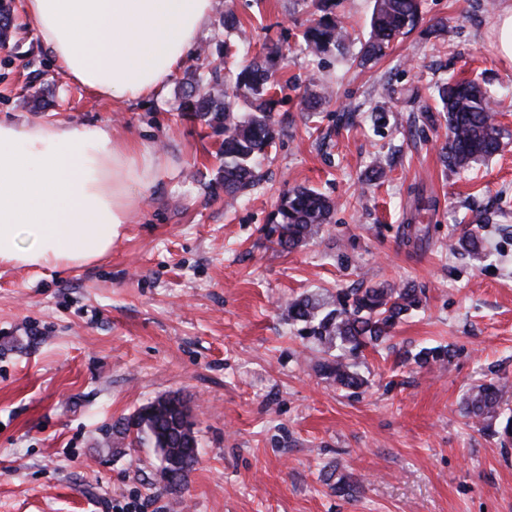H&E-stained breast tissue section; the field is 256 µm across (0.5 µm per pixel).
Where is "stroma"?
Returning a JSON list of instances; mask_svg holds the SVG:
<instances>
[{
    "label": "stroma",
    "mask_w": 512,
    "mask_h": 512,
    "mask_svg": "<svg viewBox=\"0 0 512 512\" xmlns=\"http://www.w3.org/2000/svg\"><path fill=\"white\" fill-rule=\"evenodd\" d=\"M373 6L340 0L348 52L315 61L311 0H213L200 45L242 33L252 51L276 45L285 87L281 135L230 206L220 137L177 109L198 55L159 99L118 105L53 68L11 0L0 120L105 125L153 147L167 174L105 257L0 265V512H512V448L461 409L469 388L501 379L512 410V141L468 172L445 170L432 97L451 77L484 81L512 131V61L494 33L512 0H422L415 29L359 67ZM228 10L239 29L221 24ZM326 91L309 110L305 96ZM376 164L385 180H369ZM296 186L335 211L318 238L284 250L263 228ZM413 226L425 240L409 239ZM466 231L482 259L453 250ZM383 283L416 285L422 306L356 359L366 387L338 389L287 302ZM436 345L452 346L449 364L411 360ZM165 395L192 408L200 443L173 494L154 449L112 433ZM342 477L350 494L336 490Z\"/></svg>",
    "instance_id": "obj_1"
}]
</instances>
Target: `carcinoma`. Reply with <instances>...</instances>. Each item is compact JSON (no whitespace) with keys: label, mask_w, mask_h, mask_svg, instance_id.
Masks as SVG:
<instances>
[{"label":"carcinoma","mask_w":512,"mask_h":512,"mask_svg":"<svg viewBox=\"0 0 512 512\" xmlns=\"http://www.w3.org/2000/svg\"><path fill=\"white\" fill-rule=\"evenodd\" d=\"M315 7L320 16L304 32L305 49L316 58L331 50L344 53L351 35L336 15V0H315ZM420 19L421 0H376L360 63L383 55L398 36L415 28ZM277 54L272 46L265 57L241 66L237 53L226 45L221 67L194 75L191 91L182 98L181 111L195 113L214 132L224 135L221 182L224 195L232 200L253 187L256 166L279 134L273 119L279 88L275 79ZM222 68L234 71V79L216 92L214 87L221 85ZM435 99L445 113L448 129L442 150L446 168L466 171L501 150L507 129L497 119L498 112L486 86L476 80H448L435 86ZM333 207L323 194L295 187L283 196L266 236L284 249L295 248L321 234ZM456 249L478 258L483 244L477 236L465 232L457 240ZM421 295L422 291L410 284L342 289L331 303L318 294H303L288 302L287 315L289 320L303 324L301 333L305 336L336 350L333 358L321 364V371L336 385L355 392L363 388L365 381L353 369L351 360L389 337L409 311L419 308ZM451 358L448 346L423 347L412 355L420 367L443 365ZM501 390L502 386L493 382L474 385L466 396L463 412L506 445L512 442V415L504 416ZM136 414V423L126 417L116 433L133 444L147 442L154 448L174 444L171 462L159 471V484L171 493L181 489L198 462L197 437L179 429V411L167 404L153 402Z\"/></svg>","instance_id":"obj_1"}]
</instances>
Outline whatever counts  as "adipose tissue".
<instances>
[{"label":"adipose tissue","mask_w":512,"mask_h":512,"mask_svg":"<svg viewBox=\"0 0 512 512\" xmlns=\"http://www.w3.org/2000/svg\"><path fill=\"white\" fill-rule=\"evenodd\" d=\"M213 0H22L40 44L102 98H159L209 25ZM159 154L99 124L0 120V263L67 269L109 254Z\"/></svg>","instance_id":"adipose-tissue-1"}]
</instances>
